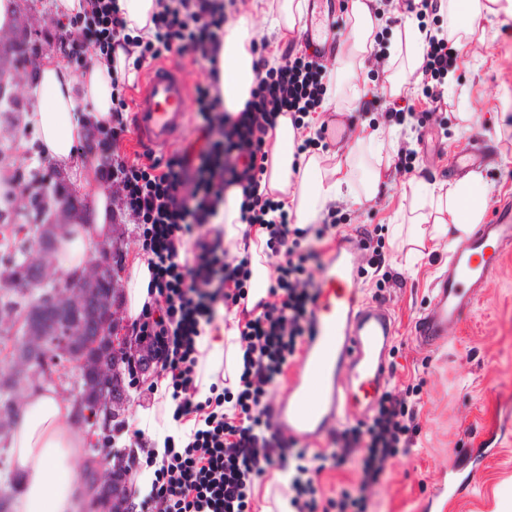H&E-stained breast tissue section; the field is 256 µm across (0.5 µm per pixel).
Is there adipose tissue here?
Listing matches in <instances>:
<instances>
[{
  "label": "adipose tissue",
  "mask_w": 512,
  "mask_h": 512,
  "mask_svg": "<svg viewBox=\"0 0 512 512\" xmlns=\"http://www.w3.org/2000/svg\"><path fill=\"white\" fill-rule=\"evenodd\" d=\"M376 0H351V27L336 61L349 71L362 64L373 44L382 17ZM255 36L248 19H240L226 30L219 56V93L227 112L244 109L254 86V56L250 50ZM123 50L114 57H100L88 71L74 74L59 59H47L37 70V77L25 91L31 101L27 116L41 141L44 157L60 166L73 188L85 189L88 183L82 164L86 136L97 121L107 119L112 110V64L125 62ZM384 128L363 132L347 153L339 158L297 154V130L289 116H279L274 131L271 164L264 174L270 192L279 202L291 201L300 223L315 224L327 205L341 198L354 201L372 199L384 185L381 167L375 166L355 178L358 154L380 153ZM420 212L408 225H395V233H407L410 243L421 246L426 240H444L448 245L469 235L483 222L487 189L481 175L470 172L437 193L419 181L411 187ZM112 197L105 189L94 190L91 203L80 213L67 236L58 242L57 267L69 274L86 270L99 243L112 236ZM237 328L222 330L220 341L203 336L200 344L209 353L200 361L202 388L215 382L219 371L237 378L242 367V350ZM227 349V359H220V349ZM75 403L59 396L53 384L28 393L10 448L13 463L25 477L15 512H84L90 478L100 466L87 452L88 435L74 423ZM135 428L150 436L156 454H163L166 436L182 438L189 425H177L169 401L138 408Z\"/></svg>",
  "instance_id": "1"
}]
</instances>
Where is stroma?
<instances>
[{"label": "stroma", "instance_id": "obj_1", "mask_svg": "<svg viewBox=\"0 0 512 512\" xmlns=\"http://www.w3.org/2000/svg\"><path fill=\"white\" fill-rule=\"evenodd\" d=\"M228 20L250 17L255 37L267 40L272 53L303 49V34L278 37L270 27L277 0H265L256 13L254 0H224ZM475 38L463 48L458 67L444 92L447 105L432 111L419 78L407 79L402 95L415 109L413 127L382 151L391 164L392 179L375 199L361 203L343 199L330 204L335 239H357L363 230L377 231L383 242L384 287L375 281L359 282L361 296L385 304L394 321L393 355L389 356L390 384L397 392L421 386L418 416L419 446L398 457L380 482L367 490L370 512H421V507L462 449L479 446L489 425L504 404L512 400V252L487 279L467 321L450 327L438 346L426 348L416 340L415 323L428 308L435 283L448 267L445 246L425 253L416 267H408L406 250L393 241L391 227L400 223L402 186L411 181L448 185L453 158L479 141L494 143L497 154L480 173L489 188L487 209L512 201V11L479 19ZM391 72L388 56L369 54L363 68L351 74L364 91L359 102L337 99L334 110L319 113L330 123L334 112L364 113L363 121L349 127L360 133L364 124L390 125L388 99L383 88ZM26 108L0 116V173L17 175L18 198L0 222V254L6 244L33 236L42 219L28 195L38 181L30 169L50 162L39 150V137L26 122ZM139 230L132 219L117 213L112 231V260L119 265L118 290H125L129 265L141 252ZM492 512H512V440L491 451L481 466L472 494L457 512H482L485 500Z\"/></svg>", "mask_w": 512, "mask_h": 512}]
</instances>
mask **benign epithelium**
Returning a JSON list of instances; mask_svg holds the SVG:
<instances>
[{
    "label": "benign epithelium",
    "mask_w": 512,
    "mask_h": 512,
    "mask_svg": "<svg viewBox=\"0 0 512 512\" xmlns=\"http://www.w3.org/2000/svg\"><path fill=\"white\" fill-rule=\"evenodd\" d=\"M24 48L21 34L0 35V63ZM39 54L27 56L28 66L5 77L0 67V104L18 98L15 88L36 73ZM44 198H52L53 215H66L72 201L45 182ZM67 231L61 223L43 224L38 229L39 243L25 254V263L37 272V278L11 287L21 289L28 299L24 308L0 309V322L22 326L21 341L15 345L7 377L14 388L31 387L47 376L46 361L55 355L52 377L65 381L74 370V383H82L76 403L83 410V423L93 424L100 411L115 415L114 406L124 398L123 365L127 355L123 343L113 336L119 323L115 288L103 287L104 281H117L119 271L109 262L92 267L80 275L58 277L53 272L57 238ZM119 489L107 479L102 490L93 495L86 512H112Z\"/></svg>",
    "instance_id": "benign-epithelium-1"
}]
</instances>
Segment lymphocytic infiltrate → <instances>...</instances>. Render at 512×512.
Listing matches in <instances>:
<instances>
[{
  "label": "lymphocytic infiltrate",
  "instance_id": "f902f5d3",
  "mask_svg": "<svg viewBox=\"0 0 512 512\" xmlns=\"http://www.w3.org/2000/svg\"><path fill=\"white\" fill-rule=\"evenodd\" d=\"M150 20L151 39L128 33L113 0H89L84 13L52 18L56 31H79L69 54L80 68L94 65L96 53L121 48L134 55L135 69L173 55L207 63L208 80L193 87L207 146L197 159L180 150L167 160L143 151L127 160L113 155L112 177L121 187V204L138 224L141 248L153 268L152 296L132 321L133 335L145 340L169 377L175 416L194 415L199 428L185 445L167 442L163 458L148 456L154 468L149 491L140 501H125L126 512H250L255 480L278 470L288 478V499L295 512H368L362 493L342 489L326 496L320 476L326 466L359 458L362 488L377 483L389 461L410 454L417 444L420 388L411 397L385 392L367 422L330 435V453H313L280 434L271 423L268 388L299 358L311 331L310 311L319 283L309 271L319 259L316 242L327 225L290 226L287 212L272 195L259 193L267 170L270 131L279 116L301 125L325 94L323 66L307 55L285 50L278 66H268L252 46L256 84L237 117L225 115L215 92L218 55L224 39L223 0H157ZM467 35L454 27L428 31L422 46L423 79L436 82L427 97L445 102L439 86L454 70ZM240 188L241 219L267 234L276 256V275L266 294L250 301L249 257L235 258L224 247V231L215 221L224 189ZM214 225L213 236L200 232ZM240 307L239 342L243 370L235 386L211 384L202 401H193L202 356L197 340L205 328H217L229 307Z\"/></svg>",
  "mask_w": 512,
  "mask_h": 512
}]
</instances>
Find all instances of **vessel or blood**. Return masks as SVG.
Segmentation results:
<instances>
[{"instance_id": "obj_1", "label": "vessel or blood", "mask_w": 512, "mask_h": 512, "mask_svg": "<svg viewBox=\"0 0 512 512\" xmlns=\"http://www.w3.org/2000/svg\"><path fill=\"white\" fill-rule=\"evenodd\" d=\"M302 23L315 55H330L334 38L329 0H309ZM188 98L189 83L181 67L161 62L147 69L133 105L137 143L170 145L185 127ZM357 250L356 244L341 242L323 267L311 309L312 334L292 366L287 393L273 410L272 424L285 435L321 439L347 411L371 412L389 383L386 354L393 339V322L383 306L361 301ZM511 251L512 206L504 204L492 223L480 225L456 244L428 310L415 325L421 343L439 344L450 325L465 321L487 276ZM511 426L512 415L504 414L489 446L463 449L459 462L449 466L447 480L428 498L427 512L436 507L455 512L477 481L490 445L501 444Z\"/></svg>"}]
</instances>
